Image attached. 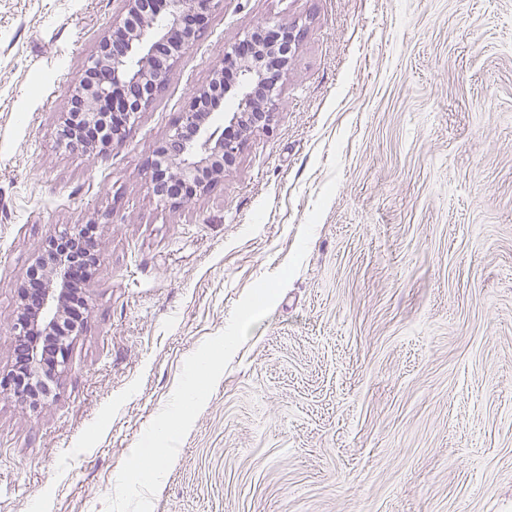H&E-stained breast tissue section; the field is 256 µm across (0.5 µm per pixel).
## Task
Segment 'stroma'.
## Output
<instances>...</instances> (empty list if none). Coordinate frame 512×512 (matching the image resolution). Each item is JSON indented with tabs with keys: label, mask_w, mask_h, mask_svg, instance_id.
<instances>
[{
	"label": "stroma",
	"mask_w": 512,
	"mask_h": 512,
	"mask_svg": "<svg viewBox=\"0 0 512 512\" xmlns=\"http://www.w3.org/2000/svg\"><path fill=\"white\" fill-rule=\"evenodd\" d=\"M122 10L0 0V371L41 248L93 219L100 242L49 397L0 395V512H106L187 357L286 265L334 173L152 512H512V0H220L100 157L57 131ZM259 22L299 34L270 130L161 204L157 146Z\"/></svg>",
	"instance_id": "stroma-1"
}]
</instances>
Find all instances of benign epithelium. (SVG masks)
<instances>
[{
  "instance_id": "benign-epithelium-1",
  "label": "benign epithelium",
  "mask_w": 512,
  "mask_h": 512,
  "mask_svg": "<svg viewBox=\"0 0 512 512\" xmlns=\"http://www.w3.org/2000/svg\"><path fill=\"white\" fill-rule=\"evenodd\" d=\"M124 17L112 22V27L101 38L92 65L71 85L70 95L80 100L79 117L82 125H98L102 111L114 106V90L118 86L145 88L148 96L140 99L138 111H143L164 89L169 73L187 49L193 46L205 31L208 16L215 0H160L163 9L142 17L140 26L131 29L129 16L138 10L141 0H123ZM193 14L196 27L185 29V16ZM176 46V53L161 61L157 47L161 43ZM288 67L282 59L277 72L265 70L262 61L243 56L238 47L224 52L220 67L215 69L208 83L197 87L190 102L169 136L167 144L176 145L175 153L166 157L171 180L181 184V193L171 195L153 169L152 191L159 201L172 206L193 201L206 195L215 183L224 180V171L236 160L242 146L244 129H266L274 115V93ZM230 69L239 77L240 102L235 112L224 115V127L212 125L214 108L223 97H214L210 87L223 78ZM136 111V112H138ZM136 112L119 113L120 129L112 130L114 141L123 139L126 128ZM43 274L37 288L36 306L28 308L30 289L19 288L20 313L10 328L9 335L27 344V358L7 372H0V393L15 397L22 403L35 404L40 394L17 385L23 377H42L45 373H60L67 365L70 333L60 332L62 321L73 309L79 314L89 313V305L76 296L72 288V268L50 246H45L38 257Z\"/></svg>"
}]
</instances>
